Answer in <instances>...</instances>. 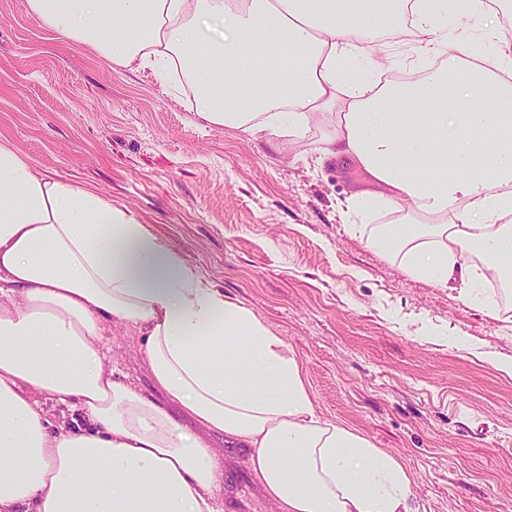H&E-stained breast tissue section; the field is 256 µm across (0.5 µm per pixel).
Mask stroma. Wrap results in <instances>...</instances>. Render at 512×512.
<instances>
[{
  "label": "stroma",
  "instance_id": "1",
  "mask_svg": "<svg viewBox=\"0 0 512 512\" xmlns=\"http://www.w3.org/2000/svg\"><path fill=\"white\" fill-rule=\"evenodd\" d=\"M512 13L444 0L450 48H470ZM409 28L379 40L362 72L377 80L446 68L405 61ZM192 86L152 68L113 65L63 41L26 0H0V138L39 172L111 199L156 231L225 297L293 349L324 417L404 461L420 512H512V300L408 276L351 233L342 204L363 186L323 158L330 116L304 143L277 149L197 115ZM106 365L152 392L134 332L107 326ZM224 451V512H272L246 464Z\"/></svg>",
  "mask_w": 512,
  "mask_h": 512
}]
</instances>
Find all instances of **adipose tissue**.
Returning <instances> with one entry per match:
<instances>
[{
	"instance_id": "obj_1",
	"label": "adipose tissue",
	"mask_w": 512,
	"mask_h": 512,
	"mask_svg": "<svg viewBox=\"0 0 512 512\" xmlns=\"http://www.w3.org/2000/svg\"><path fill=\"white\" fill-rule=\"evenodd\" d=\"M27 5L113 64L176 65L210 124L299 141L331 115L323 154L369 183L348 207L411 206L371 228L374 248L441 288L512 277V44L420 83L341 92L343 62L369 59L402 16L422 52H441L437 0ZM109 322L140 336L166 404L106 366ZM46 398L80 423L52 424ZM215 434L249 448L273 512H419L408 468L320 415L294 350L251 311L149 225L0 139V512H224Z\"/></svg>"
}]
</instances>
